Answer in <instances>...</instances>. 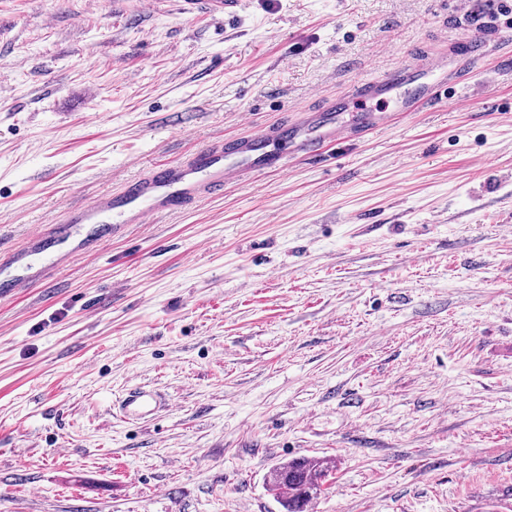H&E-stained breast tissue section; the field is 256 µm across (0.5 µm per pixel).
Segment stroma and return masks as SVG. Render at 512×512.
Returning a JSON list of instances; mask_svg holds the SVG:
<instances>
[{"mask_svg":"<svg viewBox=\"0 0 512 512\" xmlns=\"http://www.w3.org/2000/svg\"><path fill=\"white\" fill-rule=\"evenodd\" d=\"M494 0H0V249L409 59L481 82L0 300V512H512V19ZM152 417L124 420L134 388ZM462 44L466 47V66L464 70V78L477 76L481 69L483 55L480 52V41L473 36H467L462 39ZM333 468L323 458L289 461L270 472L268 486L287 512H305L330 482Z\"/></svg>","mask_w":512,"mask_h":512,"instance_id":"35a3bbf8","label":"stroma"}]
</instances>
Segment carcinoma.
Returning a JSON list of instances; mask_svg holds the SVG:
<instances>
[{
    "instance_id": "carcinoma-1",
    "label": "carcinoma",
    "mask_w": 512,
    "mask_h": 512,
    "mask_svg": "<svg viewBox=\"0 0 512 512\" xmlns=\"http://www.w3.org/2000/svg\"><path fill=\"white\" fill-rule=\"evenodd\" d=\"M332 474L333 465L327 459L289 461L270 472L268 486L286 512H305L308 504L324 491Z\"/></svg>"
}]
</instances>
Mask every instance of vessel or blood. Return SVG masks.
I'll use <instances>...</instances> for the list:
<instances>
[{
    "mask_svg": "<svg viewBox=\"0 0 512 512\" xmlns=\"http://www.w3.org/2000/svg\"><path fill=\"white\" fill-rule=\"evenodd\" d=\"M462 43L464 75H478L483 59L480 41L468 36ZM448 85L442 61H418L362 83L347 92L346 99L358 105L362 131L367 134L388 126L395 114L447 103ZM341 111V101H328L286 124L200 147L182 161L156 165L148 174L125 181L116 191L65 206L47 228L30 234L23 247L0 252V298L43 283L77 255L103 252L110 237L127 225L148 223L233 181L270 171L287 172L291 158L323 155L327 147L351 136ZM156 405L150 391L134 389L123 399L122 412L127 420L137 421L153 415Z\"/></svg>",
    "mask_w": 512,
    "mask_h": 512,
    "instance_id": "obj_1",
    "label": "vessel or blood"
}]
</instances>
